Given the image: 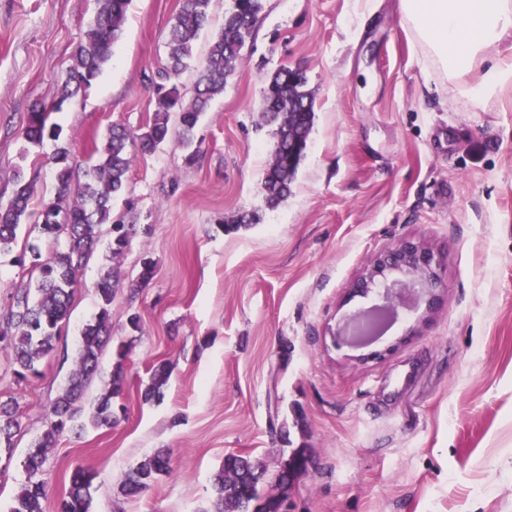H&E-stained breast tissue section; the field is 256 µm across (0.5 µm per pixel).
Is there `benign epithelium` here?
<instances>
[{
  "instance_id": "1",
  "label": "benign epithelium",
  "mask_w": 512,
  "mask_h": 512,
  "mask_svg": "<svg viewBox=\"0 0 512 512\" xmlns=\"http://www.w3.org/2000/svg\"><path fill=\"white\" fill-rule=\"evenodd\" d=\"M438 266L433 250L422 242L404 241L374 256L355 288L374 292L377 304L349 315L346 326L351 343L362 346L377 339L401 309L421 304L431 309L441 292Z\"/></svg>"
}]
</instances>
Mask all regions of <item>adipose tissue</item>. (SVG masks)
I'll return each mask as SVG.
<instances>
[{
    "mask_svg": "<svg viewBox=\"0 0 512 512\" xmlns=\"http://www.w3.org/2000/svg\"><path fill=\"white\" fill-rule=\"evenodd\" d=\"M400 11L445 78L478 71L476 84L467 89L473 99L491 98L512 84V56L488 57L512 42V0H400Z\"/></svg>",
    "mask_w": 512,
    "mask_h": 512,
    "instance_id": "1",
    "label": "adipose tissue"
}]
</instances>
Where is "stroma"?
<instances>
[{"label":"stroma","mask_w":512,"mask_h":512,"mask_svg":"<svg viewBox=\"0 0 512 512\" xmlns=\"http://www.w3.org/2000/svg\"><path fill=\"white\" fill-rule=\"evenodd\" d=\"M179 0H131L122 39L85 93L52 116L89 162L115 123L138 128L156 108L151 83L167 62ZM96 0H0V198L15 171L51 190V140L27 142L31 106L55 100ZM300 68L314 96L307 155L287 198L268 206L264 173L275 138L263 90ZM448 82L414 43L398 0H264L222 96L204 113L191 157L178 133L137 156L114 215L135 225L118 258L112 342L89 392L127 348L118 422L62 437L46 465L45 512L77 467L98 477L91 512H211L226 455L276 470L304 449L290 480L293 512H512V86L482 103ZM257 223L224 232L234 215ZM407 240L441 259L432 311L403 312L367 348L334 340L367 262ZM154 276L136 282L143 262ZM105 263L94 255L54 350L15 397L22 433L0 460V512L22 462L76 365L80 331L98 311ZM141 329L128 326L131 313ZM167 365L163 400L144 398ZM169 472L139 496L126 474L157 451Z\"/></svg>","instance_id":"35a3bbf8"}]
</instances>
